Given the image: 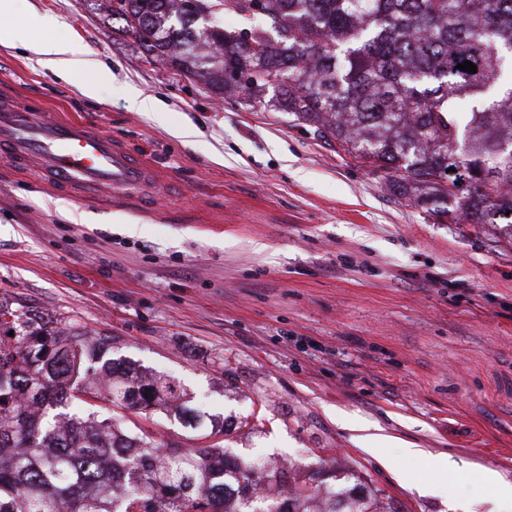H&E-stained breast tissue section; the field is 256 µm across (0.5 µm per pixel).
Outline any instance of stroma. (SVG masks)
Instances as JSON below:
<instances>
[{"instance_id":"1","label":"stroma","mask_w":512,"mask_h":512,"mask_svg":"<svg viewBox=\"0 0 512 512\" xmlns=\"http://www.w3.org/2000/svg\"><path fill=\"white\" fill-rule=\"evenodd\" d=\"M105 13L103 0L8 13L109 66L95 99L2 44L0 85L120 138L166 195L151 211L63 197L0 165V298L111 334L113 358L223 416L220 447L281 469L286 488L350 471L399 512H449L450 495L512 512L476 476L512 482V227L437 222L293 115L148 59ZM132 88L159 111L131 110ZM443 456L460 468L448 493H418Z\"/></svg>"}]
</instances>
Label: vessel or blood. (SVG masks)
<instances>
[{
	"label": "vessel or blood",
	"instance_id": "1",
	"mask_svg": "<svg viewBox=\"0 0 512 512\" xmlns=\"http://www.w3.org/2000/svg\"><path fill=\"white\" fill-rule=\"evenodd\" d=\"M0 157L17 168L39 166L62 194L81 187L146 208L156 200L157 175L147 161L86 121L32 111L8 91L0 95Z\"/></svg>",
	"mask_w": 512,
	"mask_h": 512
}]
</instances>
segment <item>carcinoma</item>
<instances>
[{
    "label": "carcinoma",
    "mask_w": 512,
    "mask_h": 512,
    "mask_svg": "<svg viewBox=\"0 0 512 512\" xmlns=\"http://www.w3.org/2000/svg\"><path fill=\"white\" fill-rule=\"evenodd\" d=\"M119 2L112 21L149 55L214 92H273L408 205L441 223L512 225V0H195L193 13ZM216 2L246 27L204 23ZM466 60L477 72L457 69ZM117 409L224 435L164 375H131L112 337L0 299V512H398L331 487L317 507L305 482L283 498L276 472L258 496L224 449L162 443Z\"/></svg>",
    "instance_id": "carcinoma-1"
}]
</instances>
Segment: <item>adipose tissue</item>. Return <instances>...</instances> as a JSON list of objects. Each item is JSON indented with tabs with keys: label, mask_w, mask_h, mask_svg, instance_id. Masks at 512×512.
Segmentation results:
<instances>
[{
	"label": "adipose tissue",
	"mask_w": 512,
	"mask_h": 512,
	"mask_svg": "<svg viewBox=\"0 0 512 512\" xmlns=\"http://www.w3.org/2000/svg\"><path fill=\"white\" fill-rule=\"evenodd\" d=\"M38 18H30L26 25L16 26L0 20V43L23 48H37L42 65L51 72L63 76H79L83 79L82 90L86 97L96 98L100 87L110 83L111 71L92 60L85 49L73 42L47 41L33 45L32 33L38 26Z\"/></svg>",
	"instance_id": "obj_1"
}]
</instances>
